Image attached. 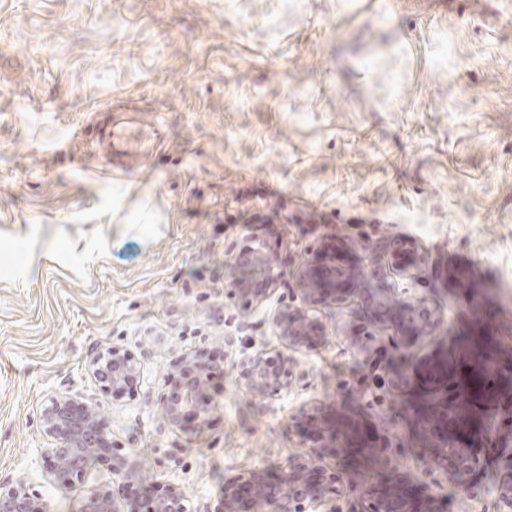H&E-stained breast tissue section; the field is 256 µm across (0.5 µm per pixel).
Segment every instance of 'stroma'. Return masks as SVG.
Masks as SVG:
<instances>
[{
	"mask_svg": "<svg viewBox=\"0 0 512 512\" xmlns=\"http://www.w3.org/2000/svg\"><path fill=\"white\" fill-rule=\"evenodd\" d=\"M159 132L152 156L109 174L98 132ZM413 239L426 259L395 277L445 318L447 345L512 339V0H0V482L26 476L48 512L111 486L91 464L54 490L33 458L56 395L96 403L142 489L184 487L213 512L225 480L299 449L293 415L320 405L375 429L410 390L352 399L368 376L353 305L318 310L323 347L272 325L292 278L243 305L234 253L280 242L287 269L316 242ZM130 351L144 380L120 397L89 371ZM230 353L211 382V427L170 428L158 406L173 363ZM288 359L256 398L234 358ZM494 462L448 512H495Z\"/></svg>",
	"mask_w": 512,
	"mask_h": 512,
	"instance_id": "1",
	"label": "stroma"
}]
</instances>
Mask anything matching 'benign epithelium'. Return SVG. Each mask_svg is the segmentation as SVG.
Segmentation results:
<instances>
[{"label": "benign epithelium", "mask_w": 512, "mask_h": 512, "mask_svg": "<svg viewBox=\"0 0 512 512\" xmlns=\"http://www.w3.org/2000/svg\"><path fill=\"white\" fill-rule=\"evenodd\" d=\"M354 250L351 242L334 244L323 237L308 260L292 273L295 300L273 315L280 342L305 352L320 347L326 340L325 329L311 312L321 306L358 300L361 307L376 313V320L366 332L355 330L353 335L370 337L385 326L396 307L404 305L406 328L412 335L395 329L388 343L367 350L372 379H384L387 363L394 361L401 370L389 385L395 390L403 385L418 391V399L410 405L419 448L414 454L416 467L426 474L442 475L446 484L467 494L483 466L484 449L493 448L498 458L494 485L499 512H512V350L505 354L493 340L482 342L471 357L474 365L455 383L448 381V370L455 368L454 356L445 354L424 367L413 366V342L436 341L444 319L428 311L421 297L401 302L391 275L420 268L424 257L407 238L375 247L359 264L350 261ZM234 263L240 269L258 272L225 285L231 297L246 305L266 298L284 276L277 254L264 243L242 246L234 254ZM489 358L498 367V402L494 405L466 396L484 376ZM236 367L246 391L257 398L276 395L287 387L290 369L280 357L247 355ZM217 368L224 369V363L208 364L198 352L175 364L163 381L159 398L168 425L183 432L210 426L212 394L207 374ZM91 372L114 394L143 379L141 365L117 347L93 359ZM304 427V454L278 468L274 476L265 468H254L225 482L214 512H317L328 495L340 492L345 480V472L322 467L328 457L359 464L352 478L358 512H448V496L441 487L417 491L398 478L403 433L396 419L390 420L380 439L372 438L355 419L336 424L319 408L306 415ZM41 428L49 448L35 464L45 470L53 489H68L72 479L93 461L110 465L117 490L91 493L78 512H189L187 491L178 485L142 494L135 491L137 477L127 467L121 449L113 447L109 420L99 408L76 396H55L42 410ZM0 512H46V504L21 476L0 483Z\"/></svg>", "instance_id": "obj_1"}]
</instances>
